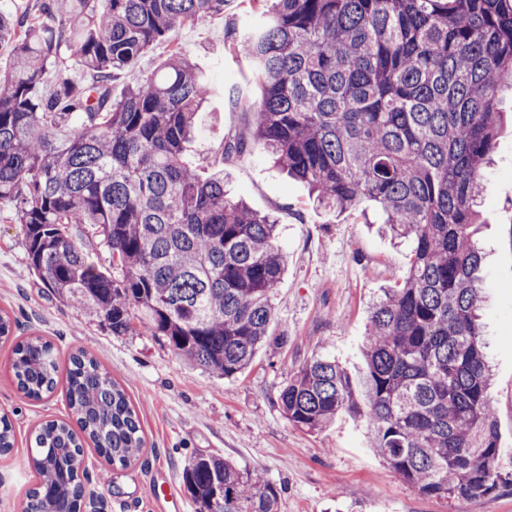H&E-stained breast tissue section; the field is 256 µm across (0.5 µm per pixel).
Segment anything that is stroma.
I'll return each mask as SVG.
<instances>
[{
    "label": "stroma",
    "instance_id": "obj_1",
    "mask_svg": "<svg viewBox=\"0 0 512 512\" xmlns=\"http://www.w3.org/2000/svg\"><path fill=\"white\" fill-rule=\"evenodd\" d=\"M250 20L246 0H228L223 14L181 27L112 83L113 94H121L153 73L172 44L188 50L213 81L212 96L198 114V137L186 155L194 166L209 167L226 137H246L252 130L253 118L242 102L259 99L260 88L224 54L233 26ZM498 108L503 119L481 196L479 279L493 366L489 395L500 443L512 448V90L500 93ZM224 177L231 195L278 220V244L288 258L270 324L271 334L287 342L258 351L243 374L229 379L190 365L143 324H136L133 334L116 336L106 322L60 300L30 268L14 208L0 201V312L19 325L13 338L0 340V415L8 416L14 432L13 448L0 456V512H21L35 485L36 429L48 420L72 419L64 386L38 401L17 387L12 347L35 336L54 344L60 366L79 349L96 357L126 389L139 416L145 446L130 464H109L86 449L81 512H160L154 487L168 480L186 512H198L182 470L187 458L209 454L280 486L278 512H512V488L455 505L422 495L368 447L363 419L343 414L319 433L288 423L277 396L299 366L328 349L346 359L350 371L361 369L355 353L368 307L380 289L406 275L411 248L370 230L361 212L321 209L303 183L288 178L258 150L225 164Z\"/></svg>",
    "mask_w": 512,
    "mask_h": 512
}]
</instances>
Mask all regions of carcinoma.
<instances>
[{
  "instance_id": "obj_1",
  "label": "carcinoma",
  "mask_w": 512,
  "mask_h": 512,
  "mask_svg": "<svg viewBox=\"0 0 512 512\" xmlns=\"http://www.w3.org/2000/svg\"><path fill=\"white\" fill-rule=\"evenodd\" d=\"M227 0H41L36 15L0 13V200L23 225L30 268L60 299L131 330L132 311L180 356L218 376L243 373L268 335L285 263L278 224L228 198L224 163L251 145L304 182L330 212L366 201L381 235L412 243L409 270L372 302L354 378L329 352L278 395L310 433L341 413L364 418L374 452L404 482L450 503L512 487L488 397L476 271L477 200L512 79V0H250L257 22L224 42L261 98L252 141L230 136L204 176L185 160L208 77L175 46L119 97L112 81L186 23ZM89 74L72 81L70 65ZM53 89H37L48 68ZM90 224L112 257L101 271L72 228ZM11 368L29 398L53 392L51 342L19 341ZM77 427L42 424L36 484L23 512H80L89 441L109 463L144 446L125 389L96 359L70 358ZM0 416V455L13 448ZM199 512H277L282 488L218 455L183 467Z\"/></svg>"
}]
</instances>
